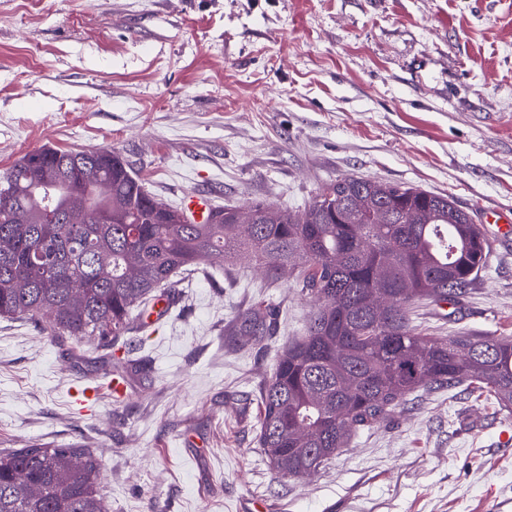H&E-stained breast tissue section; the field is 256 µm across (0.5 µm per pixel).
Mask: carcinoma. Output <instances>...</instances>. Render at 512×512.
Here are the masks:
<instances>
[{"instance_id": "obj_1", "label": "carcinoma", "mask_w": 512, "mask_h": 512, "mask_svg": "<svg viewBox=\"0 0 512 512\" xmlns=\"http://www.w3.org/2000/svg\"><path fill=\"white\" fill-rule=\"evenodd\" d=\"M70 151L42 148L0 176V318L95 348L147 332L153 301L243 253L318 302L263 385L256 443L282 479L319 472L352 436L423 390L464 385L512 413V337L425 334L421 304L466 294L489 247L446 194L345 176L301 211L215 207L194 224L159 201L114 149L88 152L91 217L57 189ZM279 310L257 302L229 336L259 343ZM78 445L0 450V512H109Z\"/></svg>"}]
</instances>
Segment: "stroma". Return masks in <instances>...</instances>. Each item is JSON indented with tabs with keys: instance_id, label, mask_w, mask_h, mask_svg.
<instances>
[{
	"instance_id": "35a3bbf8",
	"label": "stroma",
	"mask_w": 512,
	"mask_h": 512,
	"mask_svg": "<svg viewBox=\"0 0 512 512\" xmlns=\"http://www.w3.org/2000/svg\"><path fill=\"white\" fill-rule=\"evenodd\" d=\"M119 150L162 202L297 211L345 175L448 194L484 232L467 293L425 333L512 336V0H0V175L27 153ZM259 345L226 335L256 301ZM313 302L244 261L197 274L121 403L84 342L0 319V449L81 445L110 512H512V416L465 390L414 394L317 474L280 479L256 445L258 398ZM279 310L263 302L238 312L228 327L229 336H248L254 343H260L269 336L276 323Z\"/></svg>"
}]
</instances>
